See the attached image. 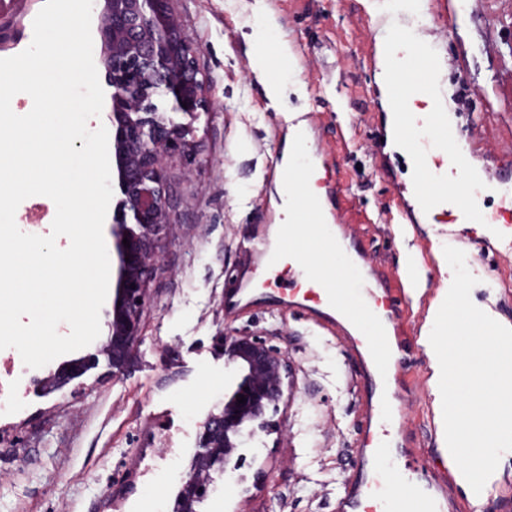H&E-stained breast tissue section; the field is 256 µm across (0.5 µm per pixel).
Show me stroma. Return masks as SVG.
Wrapping results in <instances>:
<instances>
[{
    "instance_id": "obj_1",
    "label": "stroma",
    "mask_w": 512,
    "mask_h": 512,
    "mask_svg": "<svg viewBox=\"0 0 512 512\" xmlns=\"http://www.w3.org/2000/svg\"><path fill=\"white\" fill-rule=\"evenodd\" d=\"M212 80L209 109L191 122L189 150L165 168L172 220L166 263L151 281L140 316L142 343L122 373L105 353L111 304L89 346L36 369L43 378L70 362H98L61 390H26L20 409L0 417V512H177L202 424L224 398L219 338L263 335L288 358L294 377L277 430L245 448L243 485L216 482L196 512H334L357 464L360 364L334 326L314 316L321 301L287 270L268 274L267 254L249 239L283 216L277 165L291 148L289 108H302L308 141L299 157L320 165L328 207L387 271L424 278L404 317L410 355L397 391L407 420L401 444L429 452L431 471L448 469L440 448L432 369L424 346L429 308L446 276L444 246L466 254L476 290L512 323V167L491 169L496 185L481 215L498 239L450 223L447 213L412 221L415 185L406 155L387 152L376 37L388 23L428 37L439 86L466 142V167L512 158V0H172ZM274 18L258 24L260 10ZM288 47L295 69L271 78L304 85L306 100L274 105L251 68L258 47ZM249 281L233 312L224 291ZM302 300L292 308L289 298Z\"/></svg>"
}]
</instances>
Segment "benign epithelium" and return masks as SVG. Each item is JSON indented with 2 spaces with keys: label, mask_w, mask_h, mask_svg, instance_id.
I'll use <instances>...</instances> for the list:
<instances>
[{
  "label": "benign epithelium",
  "mask_w": 512,
  "mask_h": 512,
  "mask_svg": "<svg viewBox=\"0 0 512 512\" xmlns=\"http://www.w3.org/2000/svg\"><path fill=\"white\" fill-rule=\"evenodd\" d=\"M32 2L0 0V54L21 41ZM102 2L98 33L112 87V187L117 197L112 218L117 273L107 355L116 372L139 345V317L150 301L153 273L164 259L160 234L171 224L165 161L189 150L181 119L206 111V79L171 0ZM220 349L229 381L224 401L203 423L199 449L180 492L182 512H195L193 505L205 496L214 472L228 476L242 467L240 449L258 433L275 431L269 414L288 407L293 396L288 358L262 336L226 333ZM90 367L87 360L75 361L34 385L50 393ZM239 395L245 402L237 401Z\"/></svg>",
  "instance_id": "benign-epithelium-1"
}]
</instances>
